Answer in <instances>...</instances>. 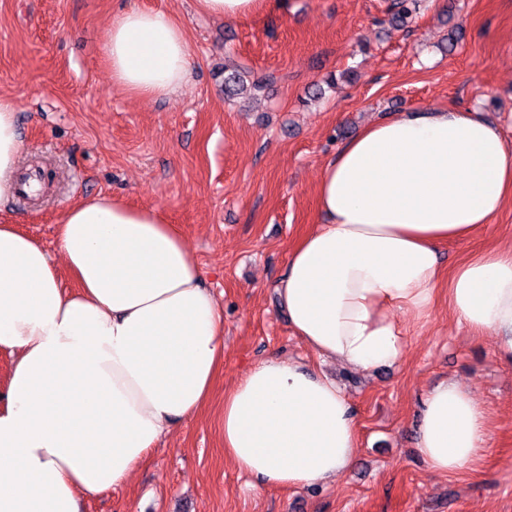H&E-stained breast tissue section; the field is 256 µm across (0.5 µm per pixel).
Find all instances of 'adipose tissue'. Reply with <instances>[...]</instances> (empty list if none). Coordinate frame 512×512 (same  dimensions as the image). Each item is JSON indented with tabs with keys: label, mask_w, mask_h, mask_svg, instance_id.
Listing matches in <instances>:
<instances>
[{
	"label": "adipose tissue",
	"mask_w": 512,
	"mask_h": 512,
	"mask_svg": "<svg viewBox=\"0 0 512 512\" xmlns=\"http://www.w3.org/2000/svg\"><path fill=\"white\" fill-rule=\"evenodd\" d=\"M113 82L145 98L191 79L183 26L159 10L113 15ZM16 104L0 96V201L22 149ZM320 224L289 252L276 290L295 334L355 371L400 364L396 314L428 318L440 280L458 323L496 336L512 360V244L443 275L442 245L512 205V145L473 109H420L366 126L322 168ZM59 258L0 225V512H82L127 482L177 423L199 414L224 361V308L178 229L154 209L100 195L69 207ZM66 267L75 288L58 273ZM487 414L443 381L421 399L416 450L431 475L476 463ZM357 448L355 412L326 374L269 356L224 393V455L268 487L329 484Z\"/></svg>",
	"instance_id": "ef3b65f1"
}]
</instances>
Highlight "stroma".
Instances as JSON below:
<instances>
[{
  "mask_svg": "<svg viewBox=\"0 0 512 512\" xmlns=\"http://www.w3.org/2000/svg\"><path fill=\"white\" fill-rule=\"evenodd\" d=\"M227 22L197 0H0V96L14 99L22 166L39 165L34 204L0 201L12 224L56 251L70 205L109 195L177 225L224 307V365L206 408L176 426L128 483L84 512H512V363L494 336L459 325L440 291L430 317L398 318L402 363L358 372L321 361L294 334L274 286L295 240L320 223V170L365 126L415 109H477L512 142V0H443L406 27L390 0H285ZM136 4L185 28L192 77L171 96L143 98L112 81L101 48L114 13ZM464 38L448 50L453 26ZM274 74L261 105L224 98V62ZM351 83L307 102L328 74ZM512 244V206L470 240L439 250L444 270ZM272 354L323 370L352 401L357 455L336 482L259 485L224 455V392ZM453 381L487 411L486 450L473 467L436 477L416 452L421 396Z\"/></svg>",
  "mask_w": 512,
  "mask_h": 512,
  "instance_id": "stroma-1",
  "label": "stroma"
}]
</instances>
